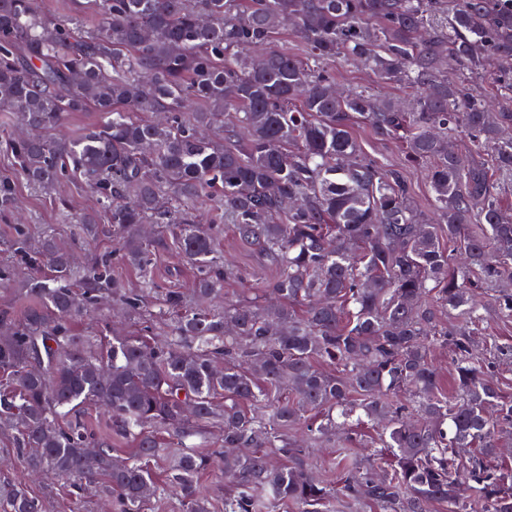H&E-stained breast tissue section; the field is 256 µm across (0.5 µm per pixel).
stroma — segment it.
<instances>
[{
  "label": "stroma",
  "instance_id": "35a3bbf8",
  "mask_svg": "<svg viewBox=\"0 0 512 512\" xmlns=\"http://www.w3.org/2000/svg\"><path fill=\"white\" fill-rule=\"evenodd\" d=\"M14 117L0 112V177H11L16 181V201L7 211L0 210V264L11 262V243L16 236L17 226H24L31 238L54 236L73 248L85 264L112 251L114 242L112 228L99 224L96 236H86L78 220L88 214H96L100 206L94 194L83 184L79 176L73 175L59 181L51 192L36 190L24 181L18 180L14 159L5 145L8 133L14 128ZM153 236L163 238L164 246L153 256V277L159 288L190 287L196 275L195 269L186 262L173 243H170L168 229L161 225L151 228ZM218 249L225 261L235 264L247 277L245 284L226 288L227 299L236 300L243 296L246 288H253L255 295H263L265 285L273 270L265 255L258 247L242 245L230 228L216 230ZM483 335L496 337L500 350H486L487 360L495 365V374L506 397L512 398V320L504 321L490 316L482 329ZM9 480L26 485L33 494L46 497L50 512H67L69 503L59 484L51 481L37 482L31 479L25 465L12 461L0 468V480Z\"/></svg>",
  "mask_w": 512,
  "mask_h": 512
}]
</instances>
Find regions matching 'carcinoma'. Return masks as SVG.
Listing matches in <instances>:
<instances>
[{
  "label": "carcinoma",
  "mask_w": 512,
  "mask_h": 512,
  "mask_svg": "<svg viewBox=\"0 0 512 512\" xmlns=\"http://www.w3.org/2000/svg\"><path fill=\"white\" fill-rule=\"evenodd\" d=\"M99 30L76 36L73 19L47 21L38 0H0V107L38 131L6 140L34 186L74 173L101 199L118 256L145 287L126 288L106 256L75 271L44 236L26 292L37 301L0 337V424L12 455L71 488L70 512L92 494L117 512L178 498L208 512L200 478L221 462L231 484L224 512H300L342 495L379 512H512V469L494 463L512 429L494 365L477 354L486 309L512 318V213L496 186L512 183V7L495 0H90ZM282 29L301 53L273 46ZM361 63L411 96L409 110L368 90L341 98L329 62ZM499 66L496 102L474 79ZM457 76L448 78V71ZM93 107L100 124L69 141L49 132ZM362 122L405 145L389 167L352 136ZM468 139L486 163L450 147ZM422 171L438 223L414 205L406 173ZM291 199L294 207L285 208ZM200 204L258 246L274 270V301L214 305L243 279L217 261L213 225L188 221ZM142 224H169L198 270L191 296L169 289L151 321L155 345L130 334L97 346L71 321L107 296L143 316L156 291ZM459 325L450 329L441 316ZM452 353L444 392L430 347ZM291 388L295 399L279 400ZM195 406L192 416L185 403ZM103 412L90 429L79 409ZM341 409L344 422L330 412ZM384 423L380 469L341 447L336 482L316 478L299 427L319 442L345 420ZM172 432L166 444L158 430ZM134 451L113 456L112 435ZM198 438L200 443L189 439ZM170 457L156 478L150 463ZM8 512H45L24 486L0 483Z\"/></svg>",
  "instance_id": "cac0c4a2"
}]
</instances>
